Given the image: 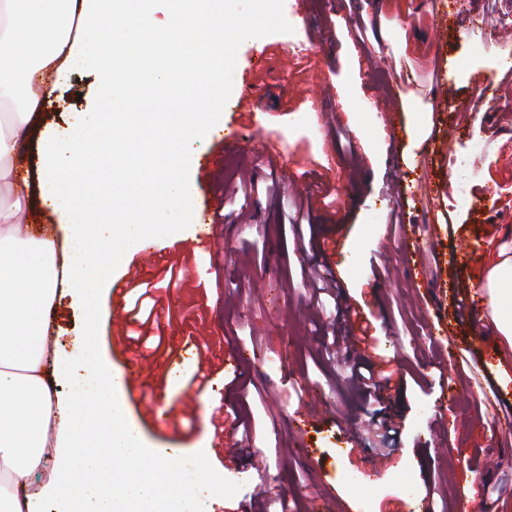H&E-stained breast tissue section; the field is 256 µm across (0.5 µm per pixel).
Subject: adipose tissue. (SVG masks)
Listing matches in <instances>:
<instances>
[{
	"mask_svg": "<svg viewBox=\"0 0 512 512\" xmlns=\"http://www.w3.org/2000/svg\"><path fill=\"white\" fill-rule=\"evenodd\" d=\"M230 0H0V512H205L199 490L224 483L207 460L174 483L168 449L151 447L125 413V376L99 355L103 274L172 234L164 210L189 212L178 139L206 138L223 109L224 18ZM99 72L95 111L40 145L39 194L69 227L68 251L22 231L24 131L68 74ZM165 72L157 85L155 75ZM499 330L512 335V262L488 276ZM84 312L81 359H51L44 316L60 289ZM64 381L60 396L53 379ZM53 463L56 478L29 491Z\"/></svg>",
	"mask_w": 512,
	"mask_h": 512,
	"instance_id": "obj_1",
	"label": "adipose tissue"
}]
</instances>
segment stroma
Segmentation results:
<instances>
[{
  "instance_id": "35a3bbf8",
  "label": "stroma",
  "mask_w": 512,
  "mask_h": 512,
  "mask_svg": "<svg viewBox=\"0 0 512 512\" xmlns=\"http://www.w3.org/2000/svg\"><path fill=\"white\" fill-rule=\"evenodd\" d=\"M448 12L447 31L434 40L426 22L432 9ZM235 24L226 38L224 121L231 147L214 140L190 144L194 179L195 234L199 214L224 195L227 176L242 170L264 177L276 162L290 178L310 187L301 228L283 223L277 200L254 198L248 220L217 219L205 249L190 252L189 239L160 245L157 259L133 256L127 282L156 280L167 263L186 260L189 288L164 292L155 356L132 341L134 294L124 302L108 295L99 342L114 368L135 379L129 415L156 448L175 449L171 478L187 482L201 450L224 474L223 499L208 512H230L256 500V476L264 474L269 498L319 512H397L406 497L433 494L436 512H512V434L473 393L469 369L440 361L442 342L432 309L456 348L481 366L501 403L512 406V340L495 318L486 330L461 316L458 288L487 290L489 270L512 260V38L498 27L512 24V0H471L468 12L449 13L448 0H308L306 15L291 13L287 0H231ZM373 20L356 35V15ZM303 43L304 51L294 50ZM396 87L398 120L387 125L378 72ZM444 78L453 87L440 96ZM101 89L92 71L73 72L45 104L20 150L22 172L38 180V141L48 126L73 122L93 108ZM250 95L254 130L238 128L234 105ZM317 96L326 124L310 131L299 123L309 96ZM452 135L463 165L449 167L440 139ZM465 189L455 206L452 189ZM462 229L449 233L445 215ZM415 230L413 245L391 233V216ZM266 235L255 239L251 227ZM439 254L442 270L431 276L426 254ZM389 278L378 279L376 258ZM304 264L336 276L333 327L346 335L352 312L372 326L373 343L388 362L394 383L385 412L400 428L383 467H376L366 431L363 392L333 385L332 366L316 355L321 330L301 301ZM52 348L74 352L81 341L82 313L60 296L49 317ZM247 351L248 361L191 383L199 353L222 358ZM204 391L207 406H183L184 396ZM230 409L228 431L242 448L237 461L216 446L213 411ZM310 417L294 432L298 409ZM356 434L360 447L346 450ZM410 470L402 493L392 479Z\"/></svg>"
}]
</instances>
